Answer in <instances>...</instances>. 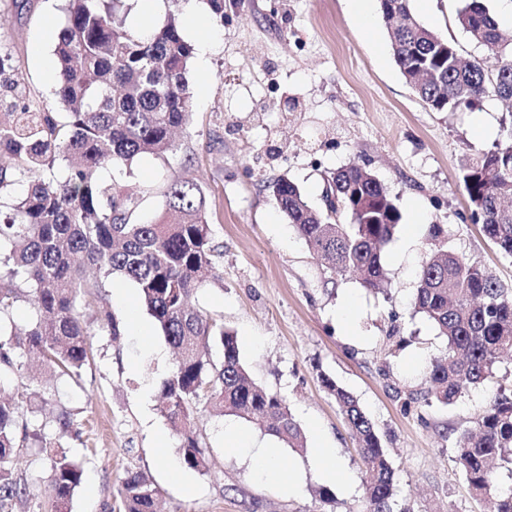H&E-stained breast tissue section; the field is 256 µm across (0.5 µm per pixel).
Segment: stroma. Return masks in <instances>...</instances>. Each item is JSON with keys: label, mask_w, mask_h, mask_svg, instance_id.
Wrapping results in <instances>:
<instances>
[{"label": "stroma", "mask_w": 512, "mask_h": 512, "mask_svg": "<svg viewBox=\"0 0 512 512\" xmlns=\"http://www.w3.org/2000/svg\"><path fill=\"white\" fill-rule=\"evenodd\" d=\"M62 0H0V46L31 98L53 97L35 61L52 53ZM461 0H432L417 10L425 25L453 40L463 57L481 55L457 23ZM366 33L345 0H239L225 6L224 24L206 62L192 60V112L176 135V151L138 157L116 175L142 192L132 219L147 222L165 209L164 191L189 180L203 191L222 284L198 288L196 310L219 319L238 337L240 357L260 384L279 391L300 423L306 448L295 451L258 425L199 410L197 427L209 451L207 474L172 473L176 440L156 409L157 387L172 365V348L150 315L142 334L92 338L93 360L80 377L39 372L29 360L0 375V389L28 397L30 429L43 442L14 461L27 493L17 512H112L127 469L149 475L161 491V512H360L368 479L355 439L327 374L350 391L376 423L389 451L400 512H484L455 459L459 432L499 389H512V362L498 363L491 381L458 401L408 403L424 389V369L444 356L447 342L413 311L419 270L435 247L484 267L512 289V258L470 222L460 160L502 138L504 102L435 112L405 82L390 51L379 4ZM484 133H477L475 118ZM360 161L396 198L402 221L383 252L386 294L367 291L358 274L332 273L283 215L262 184L288 177L313 206L324 179ZM442 225L439 241L429 227ZM353 305L344 325L338 309ZM72 413L70 433L55 420ZM234 428L247 440L224 444ZM327 437L350 473L319 500L322 485L312 458ZM66 452L84 471L70 501L57 505L46 448ZM274 449L283 470L299 479L297 492L249 467L252 449Z\"/></svg>", "instance_id": "35a3bbf8"}]
</instances>
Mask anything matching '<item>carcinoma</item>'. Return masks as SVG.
<instances>
[{"label": "carcinoma", "mask_w": 512, "mask_h": 512, "mask_svg": "<svg viewBox=\"0 0 512 512\" xmlns=\"http://www.w3.org/2000/svg\"><path fill=\"white\" fill-rule=\"evenodd\" d=\"M63 22L54 55L55 105L34 106L0 52V371L36 355L51 372L80 376L91 359L90 330L117 340L124 325L101 304L100 289L121 278L135 285L177 358L160 382L157 410L178 441L184 465L208 470L207 446L195 414L205 404L214 415L260 421L291 448L304 447L300 424L285 398L257 384L241 362L237 335L189 306L221 257L209 223L207 200L197 184L170 185L158 221L130 222L140 197L102 176L128 167L142 154L172 149L174 129L192 108L188 82L192 46L176 18L160 29L127 27L125 0H63ZM394 60L406 82L435 112L473 109L488 96L512 100V50L501 43L498 23L484 0H465L458 24L484 55L465 61L454 42L421 23L412 0H379ZM469 219L512 258V128L503 142L461 164ZM27 184L20 197L8 188ZM288 223L329 263L334 273L358 270L362 284L384 291L382 248L402 214L382 183L356 161L327 177L323 195L337 207H313L285 176L264 184ZM20 302L33 308L22 326L6 323ZM414 312L423 314L447 342L448 358L425 372L427 394L450 405L494 375L512 355V289L466 258L438 249L419 274ZM222 351L215 362L211 347ZM370 474L365 512H396L395 472L383 439L358 400L326 374ZM25 394L0 396V512H13L26 494L12 469L28 445ZM456 459L486 512H512V490L501 491L489 467L512 465V391H498L473 430L455 440ZM82 467L65 455L51 459L57 498L68 500L81 484ZM159 489L142 472L129 471L119 489L122 512H156Z\"/></svg>", "instance_id": "1"}]
</instances>
